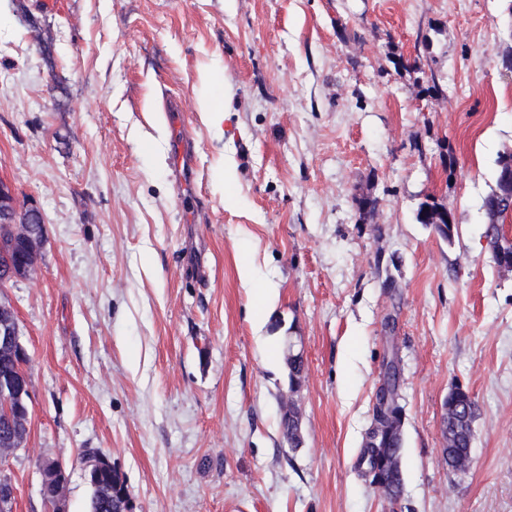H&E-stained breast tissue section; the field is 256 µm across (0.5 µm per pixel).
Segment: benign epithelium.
<instances>
[{
	"mask_svg": "<svg viewBox=\"0 0 512 512\" xmlns=\"http://www.w3.org/2000/svg\"><path fill=\"white\" fill-rule=\"evenodd\" d=\"M45 220L40 210L19 206L11 185L0 179V288L30 277L36 270L39 250L45 242L42 230ZM14 362L16 378H0V460L25 447L29 434V389L25 366L28 353L20 339L19 326L13 308L0 298V358ZM397 358L386 359L382 379L373 407L382 409L391 392L398 388ZM86 470L109 474L122 489V512H132V503L120 472L103 455H84ZM43 495L47 512H64L67 479L63 463L58 459L42 462ZM15 489L11 479L0 474V512H11Z\"/></svg>",
	"mask_w": 512,
	"mask_h": 512,
	"instance_id": "benign-epithelium-1",
	"label": "benign epithelium"
}]
</instances>
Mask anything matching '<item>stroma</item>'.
Listing matches in <instances>:
<instances>
[{
  "mask_svg": "<svg viewBox=\"0 0 512 512\" xmlns=\"http://www.w3.org/2000/svg\"><path fill=\"white\" fill-rule=\"evenodd\" d=\"M510 44L512 0H0V178L47 230L35 274L0 290L29 355L28 439L0 466L14 512H46L45 457L67 512H90L88 449L133 512H512V272L483 237L512 152ZM429 197L452 241L417 222ZM391 355L394 503L356 468ZM458 384L479 411L453 471ZM83 462L86 470L90 472L100 474V472L104 471L109 474L111 482L113 480L119 489L122 488V512H131L133 507L129 492L123 482L120 472L112 465V463L106 457L94 451L85 454ZM43 495L47 512H64L67 479L63 463L58 459H45L42 462Z\"/></svg>",
  "mask_w": 512,
  "mask_h": 512,
  "instance_id": "35a3bbf8",
  "label": "stroma"
}]
</instances>
